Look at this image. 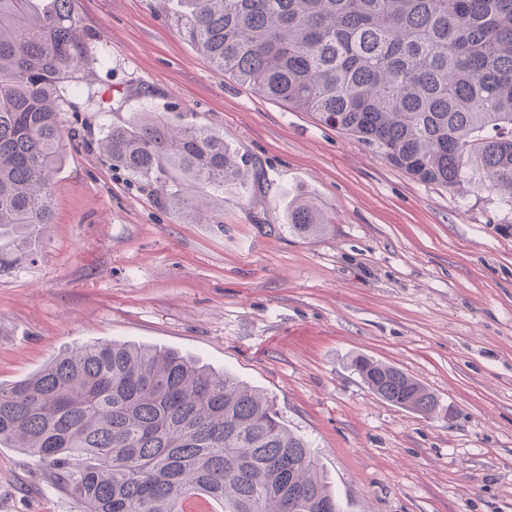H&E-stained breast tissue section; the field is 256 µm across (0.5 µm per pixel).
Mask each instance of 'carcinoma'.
I'll list each match as a JSON object with an SVG mask.
<instances>
[{
  "mask_svg": "<svg viewBox=\"0 0 512 512\" xmlns=\"http://www.w3.org/2000/svg\"><path fill=\"white\" fill-rule=\"evenodd\" d=\"M74 0H0V274L35 263L54 223L63 107L89 63ZM183 35L217 71L376 147L413 179L452 187L477 169L512 193V0H181ZM99 151L177 215L192 185L256 187L224 134L141 112ZM288 232L332 229L310 198ZM351 365L380 399L421 417L436 395L397 367ZM38 458L87 512H341L309 441L275 400L174 350L92 341L0 384V446Z\"/></svg>",
  "mask_w": 512,
  "mask_h": 512,
  "instance_id": "carcinoma-1",
  "label": "carcinoma"
}]
</instances>
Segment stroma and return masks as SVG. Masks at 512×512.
<instances>
[{"label": "stroma", "mask_w": 512, "mask_h": 512, "mask_svg": "<svg viewBox=\"0 0 512 512\" xmlns=\"http://www.w3.org/2000/svg\"><path fill=\"white\" fill-rule=\"evenodd\" d=\"M107 112L70 95L77 136L55 175L35 264L0 275V383L99 341L168 348L270 396L316 451L344 512H512V196L467 172L424 184L374 147L217 73L167 0H76ZM184 114L259 163L246 193L179 218L100 155L104 126ZM333 228L283 230L292 196ZM442 406L371 393L355 356ZM0 512H86L36 460L0 447ZM351 365L368 389L391 405L425 418L440 411L436 395L399 368L363 356L353 358Z\"/></svg>", "instance_id": "1"}]
</instances>
